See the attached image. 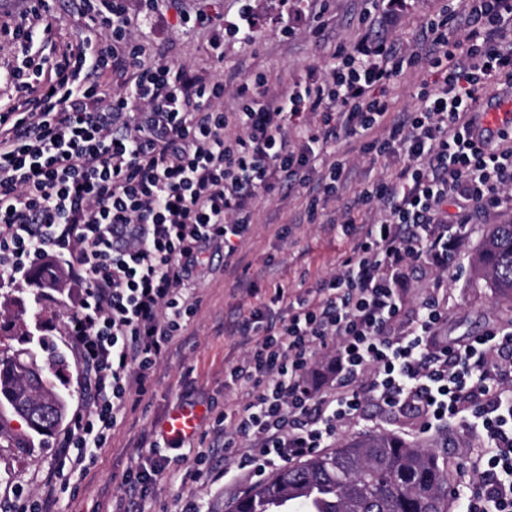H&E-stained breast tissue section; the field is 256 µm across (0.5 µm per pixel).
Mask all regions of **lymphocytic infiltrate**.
<instances>
[{
	"instance_id": "lymphocytic-infiltrate-1",
	"label": "lymphocytic infiltrate",
	"mask_w": 512,
	"mask_h": 512,
	"mask_svg": "<svg viewBox=\"0 0 512 512\" xmlns=\"http://www.w3.org/2000/svg\"><path fill=\"white\" fill-rule=\"evenodd\" d=\"M24 3L18 17L0 16V50L22 52L0 65V288L63 266L83 290L66 334L89 404L57 440L59 466L83 467L128 393L148 392L214 271L211 253L235 254L258 199L314 175L312 202L342 200L353 246L315 287L276 288L284 316H242L247 349L226 376L245 400L217 419L225 450L259 478L330 447L363 415L362 381L386 406L468 424L478 479L465 512H512V383L496 374L512 364V323L445 342L448 293L438 283L411 325L395 328L411 269L447 272L472 211L512 205V121L483 124L487 86L512 93V0H444L421 27L422 47L365 34L274 96L256 75L236 86L233 112L222 106L224 38L254 41L250 0L236 19L213 24L209 76L152 59L126 0H76L83 29L64 43L54 39V0ZM423 61L432 80L416 87L413 111L391 117L382 89ZM343 137L406 161L343 201L348 164L334 156ZM364 207L379 219L354 223ZM320 356L335 373L323 394L307 383ZM165 468L153 458L140 465L116 512H144Z\"/></svg>"
}]
</instances>
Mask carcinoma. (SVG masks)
Segmentation results:
<instances>
[{"label":"carcinoma","mask_w":512,"mask_h":512,"mask_svg":"<svg viewBox=\"0 0 512 512\" xmlns=\"http://www.w3.org/2000/svg\"><path fill=\"white\" fill-rule=\"evenodd\" d=\"M475 271L497 294L512 298V224H493L480 245ZM39 348L0 349V442L14 455L35 452L69 415L65 356L46 339ZM22 404L16 432L4 413ZM320 499L313 512H450L448 452L389 433L362 434L284 467L235 500L230 512H253L259 498Z\"/></svg>","instance_id":"cac0c4a2"}]
</instances>
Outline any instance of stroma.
<instances>
[{"label":"stroma","mask_w":512,"mask_h":512,"mask_svg":"<svg viewBox=\"0 0 512 512\" xmlns=\"http://www.w3.org/2000/svg\"><path fill=\"white\" fill-rule=\"evenodd\" d=\"M441 5V0H395L383 2L364 15V0H256L255 41L228 38L224 41V80L235 84L254 75H265L271 87L285 88L303 75L306 67L319 65L329 46L349 43L365 26L389 37L407 40ZM140 39L153 56L171 64H187L199 74L210 73L209 30L182 33L176 27L178 12L191 15L235 17L240 0H158L150 14H142L140 0H128ZM324 19L322 34H315L317 19ZM295 32L282 37V21ZM337 154L353 166L344 196H354L361 184L393 174L400 159L373 161L362 156L357 143L342 139ZM307 189L291 195L275 192L260 199L254 222L231 260L215 256L216 267L199 287L200 303L170 352L154 368L147 394L130 395L106 445L93 449L94 459L85 470L64 471L56 481L52 512H111L123 490L126 477L150 455L148 437L165 427L170 412L179 405L198 408L197 429L188 440L191 447L208 452L209 468L202 474L182 477L176 465L158 476L145 504V512H181L186 502L198 503L201 512H225L234 499L243 496L250 482L227 484L216 475L224 468V438L213 426L225 405L241 401L239 390L226 388L225 369L239 359L244 349L228 328L239 314L263 304L280 313L272 301L276 287L310 288L337 270L352 242L341 232L342 213L337 202H327L317 219L306 211ZM512 221V207L491 212L475 211L466 234L453 251L445 286L448 290L449 337L480 334L488 326L512 317V301L499 297L494 288L474 271L473 259L489 225ZM77 292L71 286L50 291L42 301L41 314L19 303L0 305V345L18 347L23 331L41 329L67 351L65 323ZM422 419L408 408L384 410L367 402L365 416L357 427L341 430L345 440L364 433L387 432L406 439L432 442L438 431H422ZM449 468L456 482L473 480L471 450L477 444L459 424L448 426ZM56 468L54 440L30 457L20 459L10 449L0 448V512H17L20 501L40 497L47 474Z\"/></svg>","instance_id":"1"}]
</instances>
